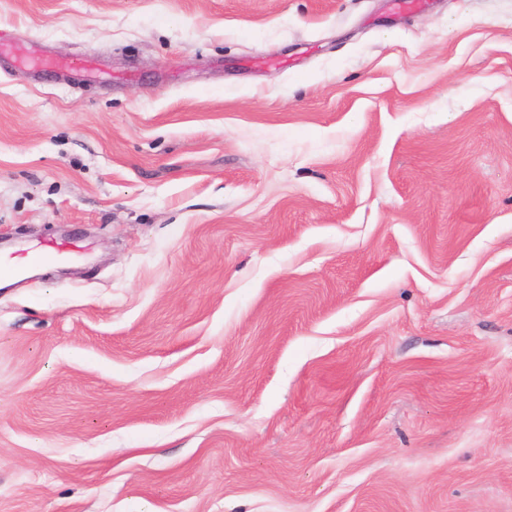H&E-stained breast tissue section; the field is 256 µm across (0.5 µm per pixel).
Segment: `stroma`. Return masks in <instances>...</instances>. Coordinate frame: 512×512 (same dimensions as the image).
Returning a JSON list of instances; mask_svg holds the SVG:
<instances>
[{"mask_svg":"<svg viewBox=\"0 0 512 512\" xmlns=\"http://www.w3.org/2000/svg\"><path fill=\"white\" fill-rule=\"evenodd\" d=\"M0 42V259L89 246L0 287V512H512V0H0Z\"/></svg>","mask_w":512,"mask_h":512,"instance_id":"stroma-1","label":"stroma"}]
</instances>
